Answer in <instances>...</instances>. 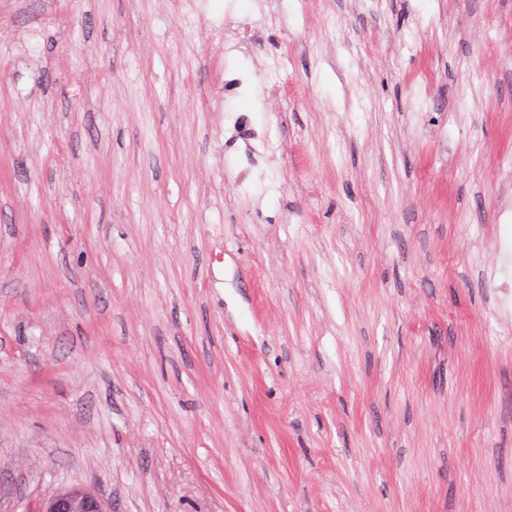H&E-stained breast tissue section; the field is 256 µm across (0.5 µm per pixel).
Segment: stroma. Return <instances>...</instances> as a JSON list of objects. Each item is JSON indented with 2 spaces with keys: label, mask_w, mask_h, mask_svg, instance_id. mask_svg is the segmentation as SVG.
<instances>
[{
  "label": "stroma",
  "mask_w": 512,
  "mask_h": 512,
  "mask_svg": "<svg viewBox=\"0 0 512 512\" xmlns=\"http://www.w3.org/2000/svg\"><path fill=\"white\" fill-rule=\"evenodd\" d=\"M182 3L0 0V512H512V0ZM102 502L78 488L58 492L38 501L30 512H105Z\"/></svg>",
  "instance_id": "35a3bbf8"
}]
</instances>
